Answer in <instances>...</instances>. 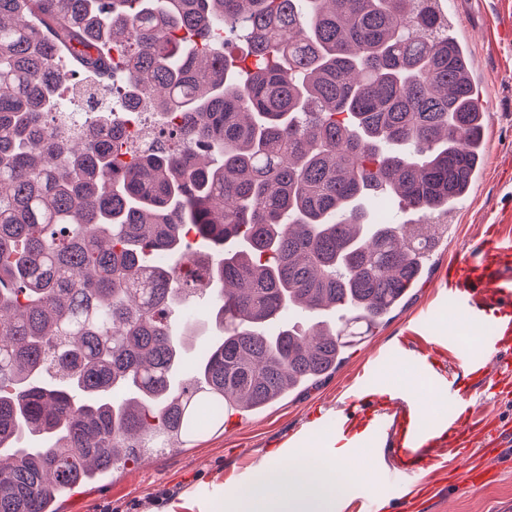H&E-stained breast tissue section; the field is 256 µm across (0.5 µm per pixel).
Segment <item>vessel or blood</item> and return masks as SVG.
<instances>
[{
  "mask_svg": "<svg viewBox=\"0 0 512 512\" xmlns=\"http://www.w3.org/2000/svg\"><path fill=\"white\" fill-rule=\"evenodd\" d=\"M448 308L462 312L470 328L483 342L485 354L479 358L463 356L456 338L437 336L431 322L417 325L414 335L403 337L392 350V359L411 368H423L440 386L448 390V415L440 421L430 420L415 392L403 387L395 392L393 408L367 406L365 400L349 397L346 408L354 418L370 414L375 424L368 436L376 443L382 433L396 435L405 447L400 451V474L393 486L403 512H414L416 497L410 479L431 469L437 462L439 448L457 450L468 455L481 448L490 456V464H468L464 472L449 470V486H463L478 491L495 480L498 471L493 459L512 440V426L492 418L482 420L462 412V404L474 388H482L499 397L512 396V362L502 351L512 342V239L496 231L486 232L476 245L474 256L455 260L448 265ZM446 345L449 368L427 361L416 343Z\"/></svg>",
  "mask_w": 512,
  "mask_h": 512,
  "instance_id": "vessel-or-blood-1",
  "label": "vessel or blood"
}]
</instances>
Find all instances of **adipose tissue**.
I'll return each mask as SVG.
<instances>
[{
	"mask_svg": "<svg viewBox=\"0 0 512 512\" xmlns=\"http://www.w3.org/2000/svg\"><path fill=\"white\" fill-rule=\"evenodd\" d=\"M310 449L297 460L283 461L269 454L266 464L249 486L238 491L229 512H336V461L311 467Z\"/></svg>",
	"mask_w": 512,
	"mask_h": 512,
	"instance_id": "adipose-tissue-1",
	"label": "adipose tissue"
}]
</instances>
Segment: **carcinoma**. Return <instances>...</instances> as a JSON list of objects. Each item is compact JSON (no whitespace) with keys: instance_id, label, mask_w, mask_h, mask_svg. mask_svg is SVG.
<instances>
[{"instance_id":"1","label":"carcinoma","mask_w":512,"mask_h":512,"mask_svg":"<svg viewBox=\"0 0 512 512\" xmlns=\"http://www.w3.org/2000/svg\"><path fill=\"white\" fill-rule=\"evenodd\" d=\"M64 54L151 146L55 124ZM485 124L446 0H0V512L336 371L440 240L374 200L447 217Z\"/></svg>"}]
</instances>
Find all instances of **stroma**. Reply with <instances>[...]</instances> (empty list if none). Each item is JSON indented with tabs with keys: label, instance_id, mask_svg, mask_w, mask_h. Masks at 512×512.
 I'll list each match as a JSON object with an SVG mask.
<instances>
[{
	"label": "stroma",
	"instance_id": "35a3bbf8",
	"mask_svg": "<svg viewBox=\"0 0 512 512\" xmlns=\"http://www.w3.org/2000/svg\"><path fill=\"white\" fill-rule=\"evenodd\" d=\"M448 13L460 31L478 69L476 86L487 116L481 173L449 227L429 276L411 290L403 309L346 352L345 363L316 387L246 418L208 430L187 448L152 454L126 464L105 480L78 490L61 512H96L111 503L113 512H134L163 491L171 499L151 512H211L213 503L231 499L237 487L265 463L270 450L285 447L300 434L312 411L324 420L344 414L345 401L370 359L390 350L416 320L432 319L440 335H459L464 324L443 304L450 261L473 247L487 225H501L512 235V0H449ZM381 378L390 384L411 383L435 416L445 415L447 402L436 384L411 374L399 363L386 364ZM434 492L421 512H512V447L503 449L496 481L478 491L452 490L443 472L425 474Z\"/></svg>",
	"mask_w": 512,
	"mask_h": 512
}]
</instances>
